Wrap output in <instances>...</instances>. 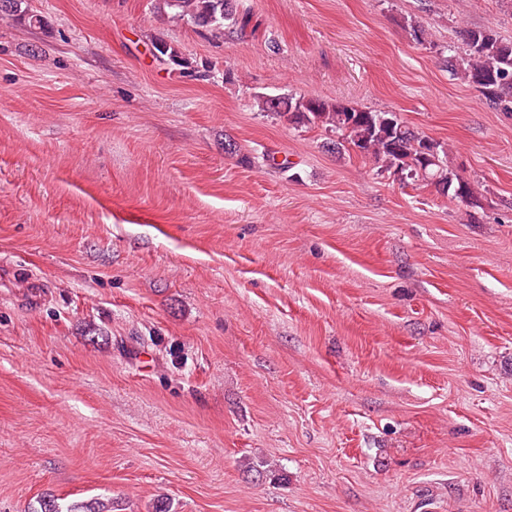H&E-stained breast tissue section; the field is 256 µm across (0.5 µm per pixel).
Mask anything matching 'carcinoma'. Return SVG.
I'll list each match as a JSON object with an SVG mask.
<instances>
[{
	"instance_id": "obj_1",
	"label": "carcinoma",
	"mask_w": 512,
	"mask_h": 512,
	"mask_svg": "<svg viewBox=\"0 0 512 512\" xmlns=\"http://www.w3.org/2000/svg\"><path fill=\"white\" fill-rule=\"evenodd\" d=\"M25 0H0V19L23 21L39 28L45 18L24 7ZM175 10L174 17L224 33V22L235 20L232 0H163ZM464 49L448 57V70L478 91L497 112L512 114V40L491 29H467ZM153 48L185 69L189 63L167 42L159 39ZM262 112L300 126L324 127L340 141L333 149L354 151L398 175L402 183L432 185L442 194L477 207L482 194L469 179L448 165V148L425 138L394 112H377L336 101L302 95H258ZM40 512H112V500L94 498L64 507L53 497L40 501Z\"/></svg>"
}]
</instances>
